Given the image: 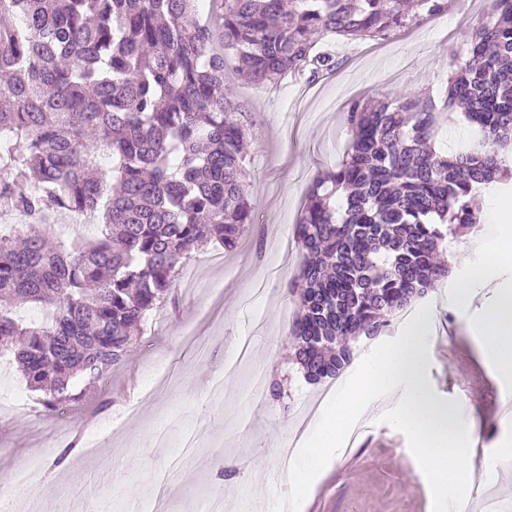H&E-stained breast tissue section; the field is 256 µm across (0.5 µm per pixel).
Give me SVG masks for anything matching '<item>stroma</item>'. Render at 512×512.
Listing matches in <instances>:
<instances>
[{
	"mask_svg": "<svg viewBox=\"0 0 512 512\" xmlns=\"http://www.w3.org/2000/svg\"><path fill=\"white\" fill-rule=\"evenodd\" d=\"M491 15L489 0H455L448 14L385 40L349 44L335 39L341 63L312 86L288 81L275 88L245 82L232 87L235 100L251 98L261 124L250 140L249 195L266 227L243 237L236 250L200 253L175 285V308L146 322L125 365L114 372L110 405L100 412L99 393H88L54 420L44 415L9 360L0 361V391L28 393L27 405L0 412V489L10 473L34 458L47 468L39 493L15 498V512L37 503L41 512H72L77 499L111 498L113 512H268L288 492L287 459L299 429L313 430L310 411L329 394L328 384H308L288 361L285 316L295 309L288 286L299 255L282 259L276 230L292 234L310 181L341 159L349 135L346 104L381 98L409 87L441 98L446 78L474 31ZM437 343L427 353L426 377L442 406L457 404L468 386L484 387L468 414L479 443L473 458V496L494 498L512 512V462L494 451L512 436L501 408L512 399L507 384L481 353L468 324L487 300L478 295L468 310L448 298L447 282L425 297ZM252 339L247 362L237 361V340ZM280 384L283 396L248 400L254 373ZM394 398L366 411L367 429L357 447L335 457L313 482L300 512H432L430 486L406 436L380 422ZM123 424L101 434L102 445L76 448L61 465L51 438L87 432L106 415ZM227 477H219V469Z\"/></svg>",
	"mask_w": 512,
	"mask_h": 512,
	"instance_id": "obj_1",
	"label": "stroma"
}]
</instances>
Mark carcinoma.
Here are the masks:
<instances>
[{"label":"carcinoma","mask_w":512,"mask_h":512,"mask_svg":"<svg viewBox=\"0 0 512 512\" xmlns=\"http://www.w3.org/2000/svg\"><path fill=\"white\" fill-rule=\"evenodd\" d=\"M452 2L213 0L189 24L196 0H0V203L29 220L0 236V354L46 412L105 388L186 263L256 223L243 142L257 114L231 86L313 83L336 69L327 37L384 40ZM458 106L483 144L443 154ZM345 120L349 148L293 232L290 360L315 384L450 275L448 241L479 223L474 194L512 178V0H495L441 103L406 88L352 101ZM58 211L94 215L98 235L30 223ZM25 304L51 319L25 321Z\"/></svg>","instance_id":"carcinoma-1"}]
</instances>
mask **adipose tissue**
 I'll return each mask as SVG.
<instances>
[{
    "instance_id": "1",
    "label": "adipose tissue",
    "mask_w": 512,
    "mask_h": 512,
    "mask_svg": "<svg viewBox=\"0 0 512 512\" xmlns=\"http://www.w3.org/2000/svg\"><path fill=\"white\" fill-rule=\"evenodd\" d=\"M497 217L495 234L479 241L478 261L462 258L457 250L452 251L448 259L466 274L465 281L458 285L454 294L457 305L469 307L475 290L490 293V304L471 324L472 335L499 376L512 380V290L502 288L499 282L507 262L503 245L512 241L511 201L499 202Z\"/></svg>"
}]
</instances>
